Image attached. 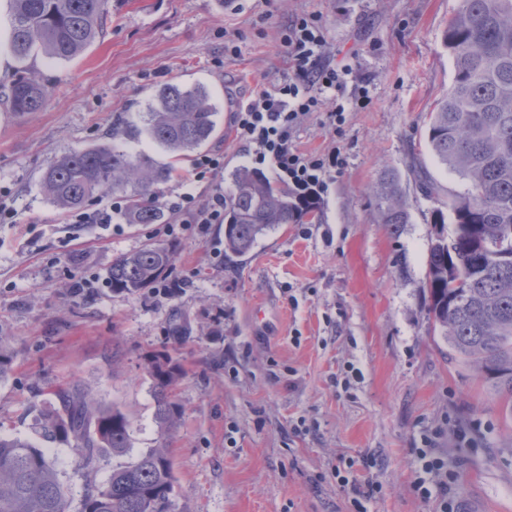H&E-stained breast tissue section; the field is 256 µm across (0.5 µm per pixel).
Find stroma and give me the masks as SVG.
<instances>
[{"instance_id":"1","label":"stroma","mask_w":512,"mask_h":512,"mask_svg":"<svg viewBox=\"0 0 512 512\" xmlns=\"http://www.w3.org/2000/svg\"><path fill=\"white\" fill-rule=\"evenodd\" d=\"M458 0H107L101 38L73 59L25 66L51 93L24 117L0 111V335L15 355L0 382V433L35 439L36 419L79 384L131 421V456L157 447L155 353L181 376L179 428L169 443L177 478L169 512H352L336 482L348 469L363 512H437L413 489L420 452L458 474L459 498L478 512H512V419L470 366L434 332L424 284L434 200L416 191L412 160L455 193L468 184L433 158L424 132L452 85L444 45ZM322 18L328 49L349 59L370 102L341 131L308 120L298 151L339 147L345 166L321 199L317 224H285L244 258L224 255V227L75 224L41 176L65 152L110 142L113 121L137 117L162 83L201 82L221 105L224 173L191 181L192 160L164 185L160 206L191 191L205 203L229 192L251 163L231 114L280 81L278 27ZM240 48L224 52L225 40ZM399 172L409 221L378 223L371 187ZM175 250L166 279L113 290L117 257L147 244ZM84 288H76L77 280ZM79 512L86 482L112 457L78 466L69 446L43 442Z\"/></svg>"}]
</instances>
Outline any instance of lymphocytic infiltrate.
Segmentation results:
<instances>
[{
    "mask_svg": "<svg viewBox=\"0 0 512 512\" xmlns=\"http://www.w3.org/2000/svg\"><path fill=\"white\" fill-rule=\"evenodd\" d=\"M279 45L287 73L279 83L258 90L234 113L236 138L251 149L257 164L272 169L301 194L315 195L326 191L335 180L338 157L300 153L293 140L300 127L316 114L330 129L344 124L347 107L342 92L352 67L326 59L325 28L316 14L292 16L279 31ZM169 210L203 228L220 224L224 221V195L214 193L201 205L192 193L183 192ZM422 461V474L414 483L417 495L429 499V484L433 477H440L438 512H459L460 504L452 491L455 474L445 472L441 457L426 455Z\"/></svg>",
    "mask_w": 512,
    "mask_h": 512,
    "instance_id": "1",
    "label": "lymphocytic infiltrate"
}]
</instances>
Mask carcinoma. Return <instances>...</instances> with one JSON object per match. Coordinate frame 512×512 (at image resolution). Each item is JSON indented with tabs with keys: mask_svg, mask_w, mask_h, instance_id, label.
<instances>
[{
	"mask_svg": "<svg viewBox=\"0 0 512 512\" xmlns=\"http://www.w3.org/2000/svg\"><path fill=\"white\" fill-rule=\"evenodd\" d=\"M106 0H9L8 50L18 61L37 54L70 60L103 33ZM445 45L454 81L430 115L427 144L445 169L471 190L448 194L433 211L425 288L434 330L459 359L505 398L512 411V0H459L448 22ZM48 92L17 74L0 100L17 116L39 111ZM220 108L203 85L165 83L151 98L144 125L112 123V143L72 150L52 161L42 184L59 207L79 209L93 198L125 197L133 224H156L161 185L174 175L170 162L123 149L143 134L167 156L188 157L218 132ZM224 197V252L244 256L268 231L283 224H317L320 202L298 197L264 173L241 166ZM378 221L408 223L407 200L397 174L382 171L375 184ZM171 247L147 244L112 263L117 291L136 292L171 268ZM14 354L0 341V381ZM154 380L156 419L162 443L112 467L109 478L85 486L80 512H168L174 471L167 448L178 412L171 389L181 375L168 353L148 364ZM60 407L42 412L44 438L70 444L86 468L131 448V423L117 407L95 402L80 386L57 392ZM0 512H69V500L45 451L35 443L0 434Z\"/></svg>",
	"mask_w": 512,
	"mask_h": 512,
	"instance_id": "1",
	"label": "carcinoma"
}]
</instances>
